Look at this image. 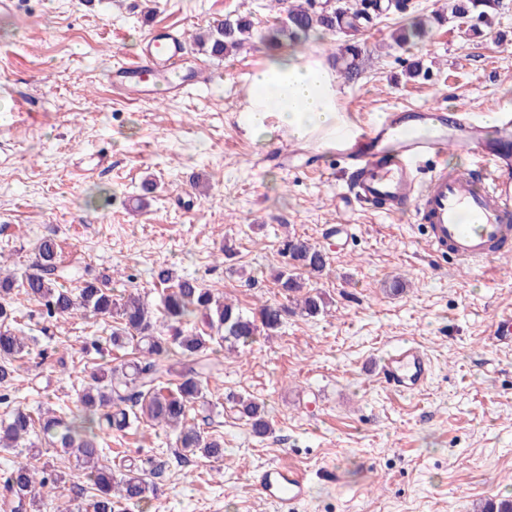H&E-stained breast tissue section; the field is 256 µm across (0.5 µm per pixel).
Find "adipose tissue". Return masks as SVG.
Here are the masks:
<instances>
[{"instance_id": "adipose-tissue-1", "label": "adipose tissue", "mask_w": 512, "mask_h": 512, "mask_svg": "<svg viewBox=\"0 0 512 512\" xmlns=\"http://www.w3.org/2000/svg\"><path fill=\"white\" fill-rule=\"evenodd\" d=\"M339 75L310 50L286 46L270 51L250 76L239 126L252 137L273 129L290 138L328 146L344 126L336 106Z\"/></svg>"}]
</instances>
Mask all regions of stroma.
Masks as SVG:
<instances>
[{
    "label": "stroma",
    "mask_w": 512,
    "mask_h": 512,
    "mask_svg": "<svg viewBox=\"0 0 512 512\" xmlns=\"http://www.w3.org/2000/svg\"><path fill=\"white\" fill-rule=\"evenodd\" d=\"M448 0H407L403 14L374 17L358 41L355 78L340 80L337 106L354 127L393 108L465 109L476 118L512 110V0H494L488 22H450L426 44L392 47L409 18L447 9ZM238 14L255 40L214 58L187 46L188 65L213 80L174 100L128 101L113 93L111 70L149 33L183 35ZM270 0H16L0 16V271L22 279L43 236L62 248L65 287L83 267L110 275L115 294L137 288L160 307L154 273L190 275L243 311L283 303L272 275L288 258L284 234L327 258L306 288L327 310L286 314L273 336L233 353L216 350L204 374L212 403L206 432L224 457L178 463L173 432L141 422L104 437L113 466L164 462L158 491L126 512H275L251 483L253 471L292 465L310 495L297 512H479L512 495V345L490 340L496 315L512 313V256L497 268L436 264L422 230L340 195L342 164L311 142L272 133L257 142L238 126L250 74L265 60L259 37L273 24ZM419 63V77L406 75ZM157 183L144 194V181ZM354 227L347 245L333 228ZM408 282L393 295L395 278ZM9 303L31 339L14 363L12 407H74L87 374L118 357L110 324L92 315L47 321L21 289ZM103 354L85 352L87 337ZM410 342L432 361L427 387L389 391L374 366ZM58 348L40 359L39 349ZM263 404L272 431L255 436L234 397Z\"/></svg>",
    "instance_id": "1"
}]
</instances>
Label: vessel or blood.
Listing matches in <instances>:
<instances>
[{
    "instance_id": "vessel-or-blood-1",
    "label": "vessel or blood",
    "mask_w": 512,
    "mask_h": 512,
    "mask_svg": "<svg viewBox=\"0 0 512 512\" xmlns=\"http://www.w3.org/2000/svg\"><path fill=\"white\" fill-rule=\"evenodd\" d=\"M179 32L151 33L140 54L113 69L111 82L131 101L177 97L205 82L203 69H186ZM464 151L480 162L476 176L444 169L448 150ZM351 168L361 200L385 214L414 212L431 256L458 267L483 266L512 253V113H498L493 126L463 111L442 108L394 110L361 130L337 135L333 150ZM431 162L428 179L417 164ZM380 378L393 392L421 391L432 362L419 348L400 344L384 355ZM252 482L277 512H294L308 495L303 472L268 466Z\"/></svg>"
}]
</instances>
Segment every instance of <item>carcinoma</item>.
<instances>
[{
    "label": "carcinoma",
    "instance_id": "1",
    "mask_svg": "<svg viewBox=\"0 0 512 512\" xmlns=\"http://www.w3.org/2000/svg\"><path fill=\"white\" fill-rule=\"evenodd\" d=\"M276 23L266 35L268 42L289 41L307 47L313 36L332 32L351 37L372 21V16L351 0H335V5L317 10L311 0H272ZM490 0H454L451 17L455 21L477 16L486 18ZM445 21L435 13L416 18L401 26L392 36L402 49L421 41L428 28ZM253 22L243 16L227 17L206 32L193 36V42L210 55L222 57L239 49L252 35ZM361 49L348 42L335 60L342 62L340 72L348 79L357 73ZM58 244L46 236L37 244L35 261L22 278L29 299L43 316L52 319L90 313L112 322V346L127 349L133 358L113 366L100 365L91 373L79 396L77 411L57 414L49 409L35 412L17 407L7 422L0 425V450H15L40 429L49 445L60 447L72 456L75 467L83 471L91 512H124L125 506L138 505L154 494L151 480L155 470L151 462L129 463L119 472L112 471L102 448L101 433L121 431L141 420L175 433L176 447L189 455L219 460L224 457V442L189 422L198 407L210 405L202 385V374L210 368L208 353L218 345L234 351L238 345L253 341L259 331L271 334L282 323L284 308L263 304L248 316L231 303L190 277L175 275L169 268L155 274L162 286L160 297L163 323L137 292L116 298L106 282L99 281L93 270L84 268V286L76 291L60 283L57 262ZM283 253L289 267L278 271L274 281L282 292L292 297L296 308L314 317L327 306L321 292L293 297L301 291L298 273L322 274L326 269L325 254L298 237L283 242ZM202 317L216 334L205 331L188 333L184 327ZM29 354L28 338L16 327L14 311L0 302V385L13 380V361ZM237 405L252 432L262 437L271 431V423L261 404L240 397ZM3 490L11 504V512H39L44 497L60 498L67 491L66 474L47 462L36 466L22 463L5 473Z\"/></svg>",
    "mask_w": 512,
    "mask_h": 512
}]
</instances>
